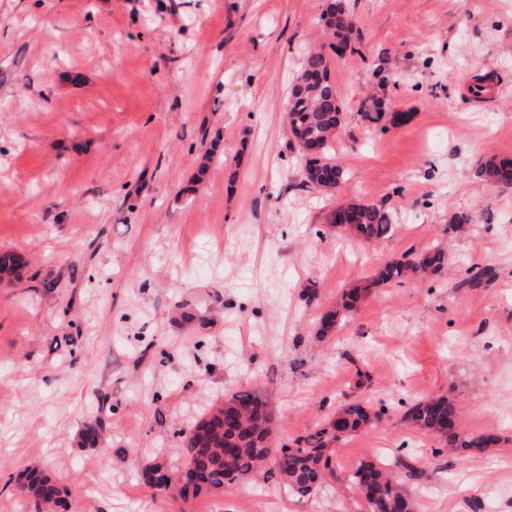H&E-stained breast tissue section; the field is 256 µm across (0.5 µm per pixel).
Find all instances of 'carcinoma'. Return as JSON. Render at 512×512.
Returning a JSON list of instances; mask_svg holds the SVG:
<instances>
[{
    "label": "carcinoma",
    "mask_w": 512,
    "mask_h": 512,
    "mask_svg": "<svg viewBox=\"0 0 512 512\" xmlns=\"http://www.w3.org/2000/svg\"><path fill=\"white\" fill-rule=\"evenodd\" d=\"M328 23L337 29L334 37L350 45L349 53L358 52L355 41L345 31L343 0H331L327 6ZM289 130L298 152L305 157L303 183L331 191L344 181L343 167L332 153L336 132L344 120L336 87L329 80V55L322 49L307 53L288 98ZM362 121L376 127L385 120L378 101L364 106ZM485 182L503 187L512 185V161L486 159L475 171ZM352 222L341 225L365 241L383 239L394 228V216L378 204L347 203ZM448 262L445 252L433 248L424 254L387 263L376 282L400 283L411 276L437 274ZM22 258L10 251L0 252V281L19 278ZM361 297L355 288L341 297L336 306L320 318L316 336L323 339L336 331L337 324L353 310ZM411 425L436 437L446 447L468 453L482 452L493 443L488 435L465 436L460 431L456 407L445 396L416 402L406 412ZM379 419L378 414L360 402L340 405L314 431L295 440L296 447L275 443L277 411L260 392L246 389L231 394L221 406H213L184 440L182 468L173 469L162 462H145L140 472L153 489L176 495L188 502L202 493H222L252 479L284 487L304 497L306 491L321 485L334 475L329 455L333 443L346 438ZM103 424H87L79 444L96 447ZM416 469L400 458L389 462H361L350 475L367 504V512H417L415 500L402 485V476H413ZM18 487L30 497L37 512H69V502L59 488L36 464L28 465L18 475Z\"/></svg>",
    "instance_id": "1"
}]
</instances>
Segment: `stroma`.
<instances>
[{"mask_svg":"<svg viewBox=\"0 0 512 512\" xmlns=\"http://www.w3.org/2000/svg\"><path fill=\"white\" fill-rule=\"evenodd\" d=\"M325 3L0 0V250L27 262L0 283V512H35L15 481L34 460L77 512H366L347 476L382 448L423 462L419 512H512V188L473 176L512 159V0H346L361 51L330 58L332 192L302 186L284 120L330 41ZM371 95L404 122L367 128ZM352 201L392 212L390 236L337 233ZM456 212L476 231L449 234ZM435 247L444 273L371 286ZM475 266L492 280L461 286ZM249 388L282 444L351 400L386 413L333 444L306 498L247 484L185 504L144 483L143 462L181 465L184 435ZM441 395L496 444L463 457L406 422ZM98 417L100 446L77 447ZM361 297L360 289L355 288L342 295L340 302L336 306L327 309L320 318V325L316 336L323 339L332 335L336 331L337 324L352 311Z\"/></svg>","mask_w":512,"mask_h":512,"instance_id":"stroma-1","label":"stroma"}]
</instances>
